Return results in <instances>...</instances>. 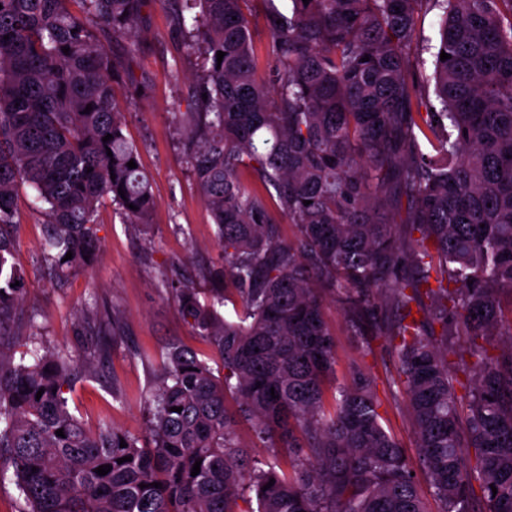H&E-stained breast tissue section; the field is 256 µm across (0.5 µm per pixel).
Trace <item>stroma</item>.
<instances>
[{
    "label": "stroma",
    "instance_id": "stroma-1",
    "mask_svg": "<svg viewBox=\"0 0 512 512\" xmlns=\"http://www.w3.org/2000/svg\"><path fill=\"white\" fill-rule=\"evenodd\" d=\"M268 8V0H249L247 10L256 75L267 84L273 81ZM138 41L140 51L130 74L114 82L113 95L123 114L124 133L137 146L141 169L151 184L155 206L149 226L140 229L124 223L111 200H102L95 216L99 247L85 265L68 273L64 288L58 289L41 271L44 205L23 184L16 196L13 262L25 275L28 305L38 311L20 350L65 348L80 353L87 346L81 318L88 310L111 309L120 317V338L100 339L110 350L104 369L79 377L66 398L88 427L104 420L140 436L147 422L141 396L161 379L164 347L174 342L191 348L216 377H223L224 368L213 345L180 315L169 285L180 278L207 287V271L220 259L216 227L185 163L175 118L190 109L191 84L202 59L175 35L173 10L166 0L152 6ZM132 80L144 85L142 98L131 99L127 86ZM323 310L336 334L334 384H350L354 368L367 371L386 427L409 460H416L411 417L390 379L394 353L379 343L373 352H365L361 337L346 324L333 297H325Z\"/></svg>",
    "mask_w": 512,
    "mask_h": 512
}]
</instances>
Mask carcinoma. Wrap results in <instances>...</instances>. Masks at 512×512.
<instances>
[{
	"label": "carcinoma",
	"mask_w": 512,
	"mask_h": 512,
	"mask_svg": "<svg viewBox=\"0 0 512 512\" xmlns=\"http://www.w3.org/2000/svg\"><path fill=\"white\" fill-rule=\"evenodd\" d=\"M156 2L0 0V476L12 472L21 512H428L372 377L357 370L325 404L336 338L323 292L365 329L366 350L381 339L394 351L439 512H512V0L273 3L271 87L255 79L248 0H172L175 32L204 54L183 151L222 251L209 293L175 290L224 378L171 343L143 395L145 435L106 421L90 431L64 394L107 349L16 353L36 316L10 262L20 184L46 205L42 263L58 288L96 242L102 199L150 223L151 185L127 166L139 152L112 101L123 62L95 31L131 57ZM424 7L442 21L429 46L436 103L422 112L411 51ZM245 169L274 188L296 242ZM230 293L235 319L216 308ZM83 324L120 336L115 314ZM450 336L463 341L456 362ZM239 417L288 449V469L240 445Z\"/></svg>",
	"instance_id": "carcinoma-1"
}]
</instances>
